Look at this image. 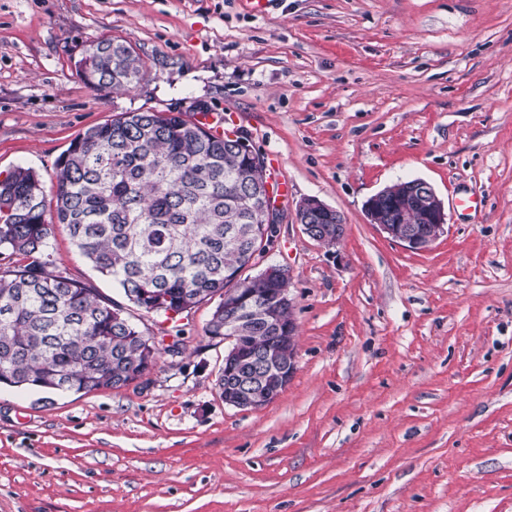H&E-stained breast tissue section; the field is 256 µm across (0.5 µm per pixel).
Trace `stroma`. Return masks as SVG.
<instances>
[{
	"label": "stroma",
	"instance_id": "obj_1",
	"mask_svg": "<svg viewBox=\"0 0 512 512\" xmlns=\"http://www.w3.org/2000/svg\"><path fill=\"white\" fill-rule=\"evenodd\" d=\"M113 38L144 79L76 70ZM229 117L288 186L346 224L341 244L285 215L267 262L289 272L297 367L259 410L225 405L214 302L147 334L181 336L114 389L0 386V512H512V0H0V173L53 196L72 139L122 112ZM422 179L444 232L415 252L365 201ZM481 200L458 211L455 199ZM59 269L97 277L65 226Z\"/></svg>",
	"mask_w": 512,
	"mask_h": 512
}]
</instances>
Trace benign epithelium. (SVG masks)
<instances>
[{"mask_svg":"<svg viewBox=\"0 0 512 512\" xmlns=\"http://www.w3.org/2000/svg\"><path fill=\"white\" fill-rule=\"evenodd\" d=\"M381 190L367 199L364 211L368 223L376 225L391 240L410 250L424 251L444 232L446 215L444 206L434 189L423 180L408 185L407 206L414 208L431 221V227L416 224H398L392 217H384L380 201ZM264 209L265 224L252 239L253 255L248 266L259 263V258L273 247L285 206L274 199L269 184L259 190ZM296 218L304 233L327 247L337 246L345 233V222L339 211L315 198L302 200L296 207ZM266 327L272 332V345L262 349H249L240 340L225 338L229 342L224 352V404L238 408L259 410L276 399L288 386L296 369V361L278 356L276 347L293 340V326L285 324L273 308L267 309Z\"/></svg>","mask_w":512,"mask_h":512,"instance_id":"1","label":"benign epithelium"}]
</instances>
